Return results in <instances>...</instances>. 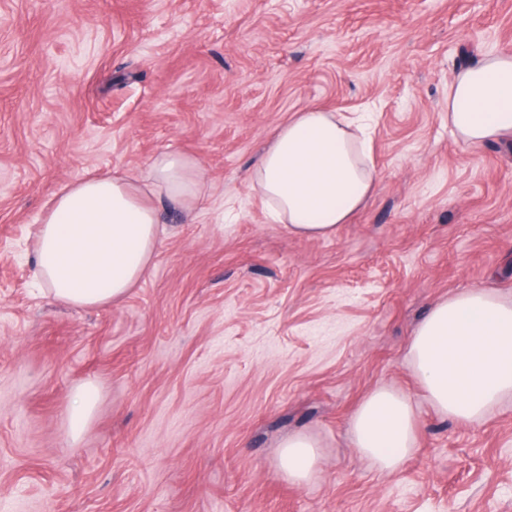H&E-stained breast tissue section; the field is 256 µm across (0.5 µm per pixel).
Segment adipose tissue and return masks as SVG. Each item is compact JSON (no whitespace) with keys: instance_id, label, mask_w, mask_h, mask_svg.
Returning <instances> with one entry per match:
<instances>
[{"instance_id":"adipose-tissue-1","label":"adipose tissue","mask_w":512,"mask_h":512,"mask_svg":"<svg viewBox=\"0 0 512 512\" xmlns=\"http://www.w3.org/2000/svg\"><path fill=\"white\" fill-rule=\"evenodd\" d=\"M448 126L459 142L512 139V52L485 55L459 70L448 86ZM367 118L311 106L294 113L266 145L254 187L273 221L295 235L335 234L372 194L377 171L365 149ZM186 210L206 196L195 158L164 152L145 174H98L54 195L36 234L37 279L66 306L99 309L120 300L141 279L161 241L155 203ZM409 360L430 403L459 422H479L512 395V301L485 289L434 305L416 328ZM359 452L383 470L401 468L415 446V411L406 395L372 391L351 421ZM318 453L306 436L288 438L279 467L301 483Z\"/></svg>"}]
</instances>
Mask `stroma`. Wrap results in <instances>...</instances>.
<instances>
[{
    "label": "stroma",
    "instance_id": "stroma-1",
    "mask_svg": "<svg viewBox=\"0 0 512 512\" xmlns=\"http://www.w3.org/2000/svg\"><path fill=\"white\" fill-rule=\"evenodd\" d=\"M503 49L512 0H0V512H512V400L458 422L408 360L438 302L512 299V145L448 128L453 75ZM309 106L374 120L376 190L325 239L250 185ZM164 151L197 159L203 209L158 202L163 244L119 303H55L46 204ZM380 387L416 416L391 473L351 432ZM296 434L319 455L301 484L278 467ZM96 389L84 384L75 390L70 412L67 416L69 435L78 438L89 422L95 407Z\"/></svg>",
    "mask_w": 512,
    "mask_h": 512
}]
</instances>
